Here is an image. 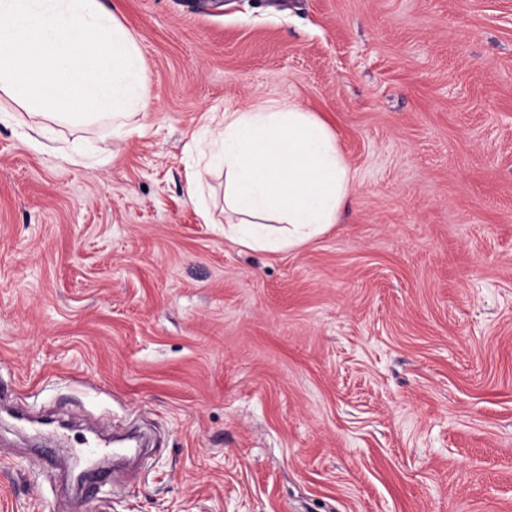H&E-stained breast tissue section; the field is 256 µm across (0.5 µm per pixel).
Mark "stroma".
<instances>
[{
	"mask_svg": "<svg viewBox=\"0 0 512 512\" xmlns=\"http://www.w3.org/2000/svg\"><path fill=\"white\" fill-rule=\"evenodd\" d=\"M144 135L0 122V385L83 467L157 446L86 512H512V0H104ZM294 102L356 172L292 249L187 193L209 117ZM0 419V512H56Z\"/></svg>",
	"mask_w": 512,
	"mask_h": 512,
	"instance_id": "1",
	"label": "stroma"
}]
</instances>
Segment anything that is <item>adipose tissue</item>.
Here are the masks:
<instances>
[{
  "label": "adipose tissue",
  "mask_w": 512,
  "mask_h": 512,
  "mask_svg": "<svg viewBox=\"0 0 512 512\" xmlns=\"http://www.w3.org/2000/svg\"><path fill=\"white\" fill-rule=\"evenodd\" d=\"M149 88L135 36L102 0H0V121L107 120L142 133ZM214 164L224 168V236L292 248L337 222L356 176L335 133L296 104L224 112Z\"/></svg>",
  "instance_id": "adipose-tissue-1"
}]
</instances>
